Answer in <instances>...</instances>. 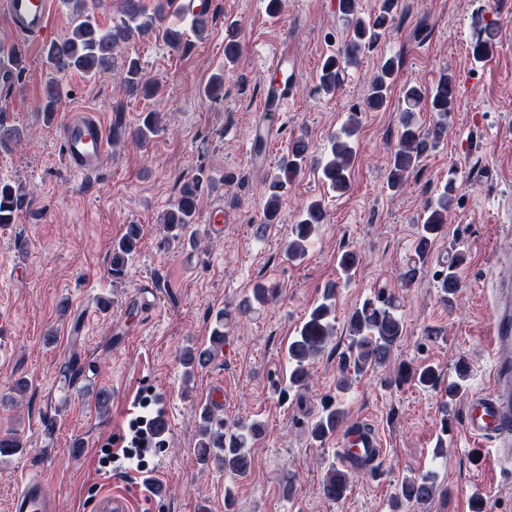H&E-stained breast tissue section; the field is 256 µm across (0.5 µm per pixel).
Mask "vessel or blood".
I'll list each match as a JSON object with an SVG mask.
<instances>
[{"instance_id": "1", "label": "vessel or blood", "mask_w": 512, "mask_h": 512, "mask_svg": "<svg viewBox=\"0 0 512 512\" xmlns=\"http://www.w3.org/2000/svg\"><path fill=\"white\" fill-rule=\"evenodd\" d=\"M11 29L16 38L35 40L48 31L53 0H5ZM271 66L278 71L277 82L263 94L261 109L266 120L254 130V140L270 147L277 139L276 121L286 111L295 93L298 61L287 47H280ZM108 132L94 115L69 116L62 126L64 158L69 167L85 179H95L104 169L108 153ZM486 335L493 351L489 390L473 393L464 406L466 436L490 447L499 462L512 461V283L494 287ZM337 446L344 462L351 466H374L381 457L383 443L375 428L358 422L341 434ZM134 490L108 486L95 502V512H135ZM9 512H62L59 500L46 489L38 476L22 479L12 496Z\"/></svg>"}]
</instances>
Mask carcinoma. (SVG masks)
<instances>
[{
    "instance_id": "cac0c4a2",
    "label": "carcinoma",
    "mask_w": 512,
    "mask_h": 512,
    "mask_svg": "<svg viewBox=\"0 0 512 512\" xmlns=\"http://www.w3.org/2000/svg\"><path fill=\"white\" fill-rule=\"evenodd\" d=\"M73 5L71 30L65 39L52 42L43 47L42 53L51 70L42 96L43 112L53 114L61 98V78L69 73L78 72L84 76L100 78L112 72L115 53L120 43L126 42L134 34L149 36L157 24L164 18L172 0H156L152 13L142 7L141 0H123L124 19L121 25L103 30L100 28L93 11L89 10L86 0H66ZM358 0H338V13L346 21L352 36L348 43L335 55L323 60L319 75L320 88L329 93L339 85L341 71L348 66L358 64L360 54L366 47L374 44L391 20L395 0H383L379 12L368 19L357 11ZM395 61L388 58L373 77L367 106L380 108L386 101L393 82ZM120 81L131 95L144 93L146 97H155L159 87L144 78L139 56L124 59L120 72ZM456 95L455 83L451 76L444 74L435 86L424 91L416 85H408L402 92L404 103L400 116V132L394 153L390 159L388 187L394 191L402 188L414 168L417 160L428 147L436 146L448 132V118L453 111ZM427 106L436 115V122L426 133L421 134L417 120V109ZM160 117L157 112H148L130 133V138L138 143L148 141L159 131ZM358 132V123L350 119L344 129L345 139L333 141L330 154L321 159L311 155L309 142L302 136L292 140L288 153L284 155L275 173L270 175L267 197L263 207V221L257 231L264 226L277 223L280 213L282 192L307 167L311 166L321 173V179L332 190L343 195L350 189V168L353 159L351 138ZM203 176L198 174L186 181L180 196L173 206L160 217L159 223L170 233L168 239L180 240L182 232L188 231L198 217V188ZM453 186L446 185L436 198L427 204L423 223L416 226L415 253L418 260L428 256L432 242L439 236L447 223L448 209L453 203ZM29 204L26 195L8 182L0 181V225L13 224L20 212ZM321 203L312 201L300 211L296 224L292 225L285 244L284 256L290 261L300 260L307 254V244L317 228L324 221ZM140 240V227L129 224L124 235L112 247V276L124 274L129 255ZM360 263V257L353 251H343L337 257V267L346 277ZM459 288V280L453 268L441 273L440 290L444 300H449ZM337 285H328L322 300L308 314L301 327L288 345V389L299 391L306 388L310 377L309 365L325 349L328 341L336 334V316L334 300ZM269 299V287L257 284L252 288V297L243 302V310L252 309V303L262 305ZM348 347L340 359L341 372L337 389L344 391L352 376L364 373L371 366H382L391 358L393 348L405 333V324L398 314L396 296L380 292L375 299L367 300L353 309L347 319ZM224 347V317L216 320L210 344L204 348L189 347L180 356L184 367V379L190 381L193 369L215 357ZM468 370L457 369L456 378L448 381V400L441 402L442 432L448 431L449 403L457 399L464 391ZM397 380L412 381L423 388H434L440 382V374L432 366L420 365L416 368L401 364L397 369ZM346 418L344 408L333 401L327 403L321 414L311 426V437L322 442L343 424ZM264 432L263 424L255 421L242 422L234 430H224V424L213 428V419L209 409H204L199 425L200 442L198 444L200 460L207 461L211 452L224 472L244 477L252 466L250 445ZM349 488V475L332 464L327 469L322 482V493L330 501H342ZM442 493L433 473H423L404 478L397 486L394 495V507L404 503L427 505Z\"/></svg>"
}]
</instances>
